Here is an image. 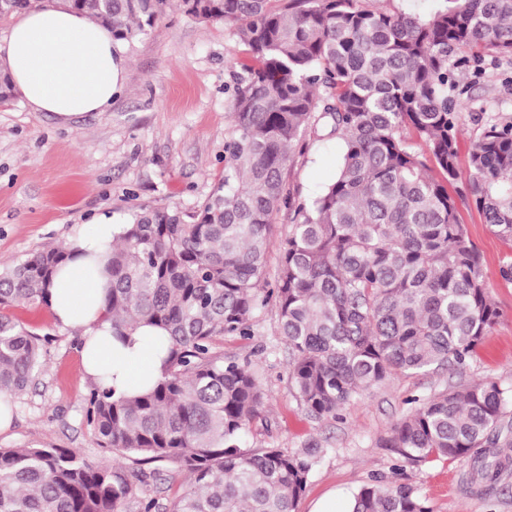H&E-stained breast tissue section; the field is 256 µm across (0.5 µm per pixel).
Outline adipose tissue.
Returning <instances> with one entry per match:
<instances>
[{
	"instance_id": "1",
	"label": "adipose tissue",
	"mask_w": 512,
	"mask_h": 512,
	"mask_svg": "<svg viewBox=\"0 0 512 512\" xmlns=\"http://www.w3.org/2000/svg\"><path fill=\"white\" fill-rule=\"evenodd\" d=\"M124 52L87 13L49 7L13 22L6 66L15 89L34 111L52 113L66 124L106 111L125 71ZM120 231L108 219L89 224L49 288L55 320L82 338L85 374L118 398L148 390L162 377L167 355L159 328L140 326L124 342L112 336L106 249Z\"/></svg>"
}]
</instances>
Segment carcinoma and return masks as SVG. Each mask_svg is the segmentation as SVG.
<instances>
[{
	"mask_svg": "<svg viewBox=\"0 0 512 512\" xmlns=\"http://www.w3.org/2000/svg\"><path fill=\"white\" fill-rule=\"evenodd\" d=\"M58 1L90 13L119 44L170 3L222 21L244 47L232 71L224 177L192 212L138 206L109 247L112 336L140 324L170 342L147 393L93 386L86 424L111 456L68 448H0V512H155L129 463H169L189 488L172 512H297L325 449L243 446L266 393L256 372L216 350L253 336L271 305L288 348V380L305 414L336 418L398 375L463 373L498 322L482 257L448 186L464 180L485 222L512 248V117L479 116L459 166V108L485 63L512 59V0H444L421 18L363 0H0V18ZM342 143L336 179L303 199L287 187L301 136ZM291 219L275 283L266 254L273 215ZM65 246L0 268V395L33 383L49 337L7 308L49 307ZM385 442L405 463L467 458L478 493L512 468V383L486 378L413 399ZM349 512H433L405 484H369Z\"/></svg>",
	"mask_w": 512,
	"mask_h": 512,
	"instance_id": "1",
	"label": "carcinoma"
}]
</instances>
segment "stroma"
<instances>
[{"label":"stroma","mask_w":512,"mask_h":512,"mask_svg":"<svg viewBox=\"0 0 512 512\" xmlns=\"http://www.w3.org/2000/svg\"><path fill=\"white\" fill-rule=\"evenodd\" d=\"M242 47L221 22L188 18L170 7L152 28L126 44L123 83L107 111L59 124L22 97L0 103V266L28 253L65 244L95 218L125 224L135 206L197 207L224 174L225 110L229 67ZM458 141L467 162L480 107L512 116V63L487 66L469 91ZM305 153L286 174L301 197L315 196L336 176L341 143L308 137ZM459 216L483 257L491 300L502 312L468 370H431L399 376L363 393L336 419L307 416L288 385V351L274 310L260 313L252 339L225 338L218 350L251 360L266 391L262 414L251 425L247 448L292 451L314 441L326 453L312 474L298 512L330 502L347 512L354 491L376 483L410 485L432 512H512V471L487 495L469 492L466 460L402 462L385 447L409 398L428 397L483 378L512 383V284L500 268L507 249L470 201ZM28 330L54 342L36 382L13 401L14 421L0 431V448H73L102 457L86 424L92 387L80 362V336L61 328L49 309H15Z\"/></svg>","instance_id":"1"}]
</instances>
